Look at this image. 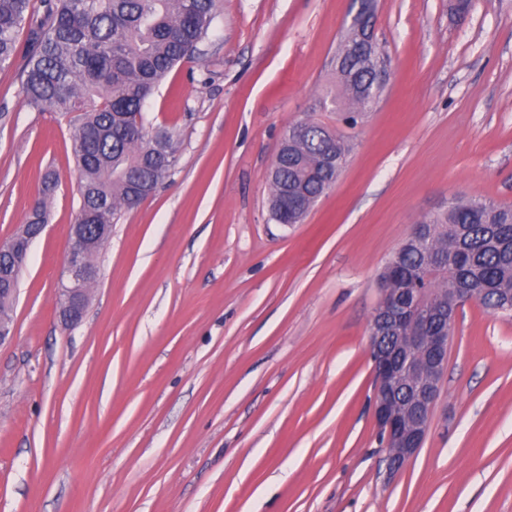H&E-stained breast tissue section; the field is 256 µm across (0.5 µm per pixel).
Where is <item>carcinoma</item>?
<instances>
[{"mask_svg":"<svg viewBox=\"0 0 512 512\" xmlns=\"http://www.w3.org/2000/svg\"><path fill=\"white\" fill-rule=\"evenodd\" d=\"M35 18L33 0H0V68L18 54V36L27 31L28 52L21 82L23 99L39 112L66 120L72 129L80 173V212L91 224H114L121 209L137 207L175 165L174 129L148 128L143 106L151 92L198 46L220 11V0H42ZM354 32L347 30L336 50V72L351 108L344 122L354 126L371 103L363 92L367 66L347 62ZM279 173L270 184L273 219L300 224L309 202L341 175L351 144L347 137L315 122L291 124L284 133ZM33 206L28 230L47 223L46 196L52 173ZM426 239L400 244L383 270L393 287L411 277L431 294L450 288L483 291L477 302L512 318V207L482 197H453L448 207L423 220Z\"/></svg>","mask_w":512,"mask_h":512,"instance_id":"carcinoma-1","label":"carcinoma"}]
</instances>
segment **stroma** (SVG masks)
<instances>
[{
  "mask_svg": "<svg viewBox=\"0 0 512 512\" xmlns=\"http://www.w3.org/2000/svg\"><path fill=\"white\" fill-rule=\"evenodd\" d=\"M391 61L348 128L332 59L351 0H224L147 99L179 134L122 212L83 321L57 288L80 176L65 121L0 69V242L58 185L0 345V512H512V319L460 309L422 448L396 475L372 414L379 274L454 196L512 206V0H379ZM353 150L303 223L267 172L288 124Z\"/></svg>",
  "mask_w": 512,
  "mask_h": 512,
  "instance_id": "1",
  "label": "stroma"
}]
</instances>
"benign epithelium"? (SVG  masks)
I'll list each match as a JSON object with an SVG mask.
<instances>
[{"label":"benign epithelium","mask_w":512,"mask_h":512,"mask_svg":"<svg viewBox=\"0 0 512 512\" xmlns=\"http://www.w3.org/2000/svg\"><path fill=\"white\" fill-rule=\"evenodd\" d=\"M357 10L350 26L364 27V40L376 46L377 7ZM391 63L383 57L373 69V92L384 89ZM111 237L106 224H73L58 288L55 313L60 323L73 327L85 315L90 285L98 270L86 260L88 250ZM380 298L371 322L369 347L374 372L373 416L388 450L389 474L401 472L422 447L433 408L439 395V382L447 360L453 325L439 331L431 328L434 311L442 298L426 295L419 288H393L390 280L379 282Z\"/></svg>","instance_id":"7a95c632"}]
</instances>
